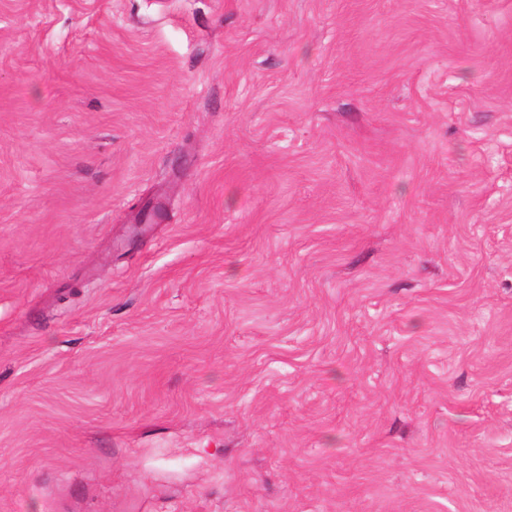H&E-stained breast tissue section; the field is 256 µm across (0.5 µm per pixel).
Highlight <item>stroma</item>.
<instances>
[{"label": "stroma", "mask_w": 512, "mask_h": 512, "mask_svg": "<svg viewBox=\"0 0 512 512\" xmlns=\"http://www.w3.org/2000/svg\"><path fill=\"white\" fill-rule=\"evenodd\" d=\"M0 512H512V0H0Z\"/></svg>", "instance_id": "stroma-1"}]
</instances>
